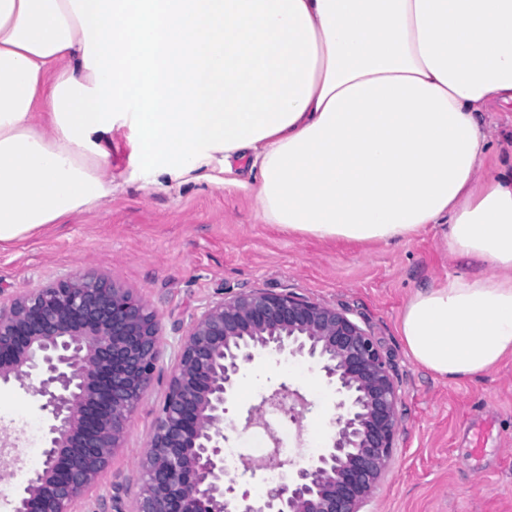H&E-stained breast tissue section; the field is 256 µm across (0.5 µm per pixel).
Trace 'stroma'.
Returning <instances> with one entry per match:
<instances>
[{"label": "stroma", "mask_w": 512, "mask_h": 512, "mask_svg": "<svg viewBox=\"0 0 512 512\" xmlns=\"http://www.w3.org/2000/svg\"><path fill=\"white\" fill-rule=\"evenodd\" d=\"M112 200L23 239L0 245V299L66 277L96 273L143 296L160 319L163 355L152 386L132 413L121 448L86 494L88 502L132 505L141 487L140 459L154 435L168 391L177 345L209 303L263 289L292 293L346 310L380 344L400 385L401 426L390 470L364 512H512V358L472 378L450 382L417 365L399 334L400 314L421 287L479 264L450 258L448 228L429 225L391 244L320 240L262 223L248 191L200 181L153 190L132 165L124 138L112 141ZM284 371L275 356L246 366L240 396L229 408V443L249 453L245 411L271 381L302 389L310 365L293 360ZM305 430L288 428L295 460L325 443L318 418L335 409L329 387L311 396ZM47 417L16 384L0 385V439L13 449L0 458V512L31 474L27 449L43 448Z\"/></svg>", "instance_id": "1"}]
</instances>
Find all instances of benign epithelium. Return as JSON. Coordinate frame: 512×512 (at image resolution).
<instances>
[{
    "mask_svg": "<svg viewBox=\"0 0 512 512\" xmlns=\"http://www.w3.org/2000/svg\"><path fill=\"white\" fill-rule=\"evenodd\" d=\"M162 345V325L146 301L95 274L0 304V384L25 387L48 418L43 467L12 512H74L121 447ZM263 354L316 366L336 395V417L317 455L281 462L292 470L251 498L224 482L221 424L243 367ZM302 400L282 382L248 409L246 426L267 405L297 423ZM400 401L390 362L346 311L264 290L213 302L179 341L131 512H362L389 471Z\"/></svg>",
    "mask_w": 512,
    "mask_h": 512,
    "instance_id": "benign-epithelium-1",
    "label": "benign epithelium"
}]
</instances>
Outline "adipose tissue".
<instances>
[{"label": "adipose tissue", "mask_w": 512, "mask_h": 512, "mask_svg": "<svg viewBox=\"0 0 512 512\" xmlns=\"http://www.w3.org/2000/svg\"><path fill=\"white\" fill-rule=\"evenodd\" d=\"M512 0H0V243L118 186H246L260 218L386 245L431 224L481 264L418 289L399 331L459 381L512 356ZM487 122L492 129V150L510 154L512 151V111L487 112Z\"/></svg>", "instance_id": "obj_1"}]
</instances>
